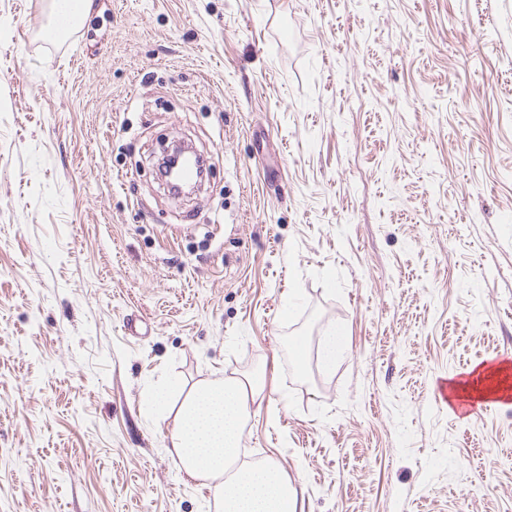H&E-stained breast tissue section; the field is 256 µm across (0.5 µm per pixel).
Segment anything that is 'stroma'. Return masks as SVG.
Here are the masks:
<instances>
[{
	"instance_id": "stroma-1",
	"label": "stroma",
	"mask_w": 512,
	"mask_h": 512,
	"mask_svg": "<svg viewBox=\"0 0 512 512\" xmlns=\"http://www.w3.org/2000/svg\"><path fill=\"white\" fill-rule=\"evenodd\" d=\"M49 4L0 0V512H209L147 394L258 367L298 512H512V406L432 396L512 355V0ZM436 400L440 403L447 404L449 411L457 418L474 416L487 411L492 406V401H484L482 399H463L454 398L448 401V379L444 378L439 381L436 390Z\"/></svg>"
}]
</instances>
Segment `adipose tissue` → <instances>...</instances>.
Segmentation results:
<instances>
[{"mask_svg": "<svg viewBox=\"0 0 512 512\" xmlns=\"http://www.w3.org/2000/svg\"><path fill=\"white\" fill-rule=\"evenodd\" d=\"M450 388L483 399L512 394V366H480ZM264 389L259 371L213 379L192 386L174 413L171 452L185 477L211 484L216 512H297L298 490L276 463L235 464L243 423Z\"/></svg>", "mask_w": 512, "mask_h": 512, "instance_id": "1", "label": "adipose tissue"}]
</instances>
